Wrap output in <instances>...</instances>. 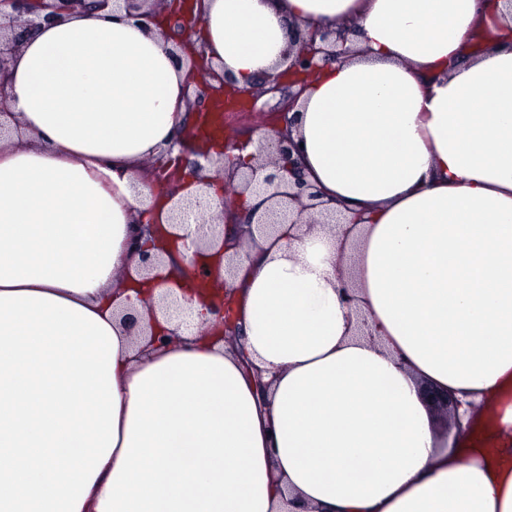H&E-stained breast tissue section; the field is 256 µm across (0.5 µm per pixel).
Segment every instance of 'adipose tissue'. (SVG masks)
Masks as SVG:
<instances>
[{
  "instance_id": "ef3b65f1",
  "label": "adipose tissue",
  "mask_w": 512,
  "mask_h": 512,
  "mask_svg": "<svg viewBox=\"0 0 512 512\" xmlns=\"http://www.w3.org/2000/svg\"><path fill=\"white\" fill-rule=\"evenodd\" d=\"M201 9L176 49L125 8H75L24 33L0 90L19 130L0 142V512H512V15ZM347 22L358 54L290 114L343 224L243 241L237 344L151 346L175 327L166 296L210 320L187 283L197 254L220 259L145 233V272L129 250L168 220L139 170L178 147L193 60L249 88L287 68L292 25ZM425 385L472 393L497 447L441 435Z\"/></svg>"
}]
</instances>
